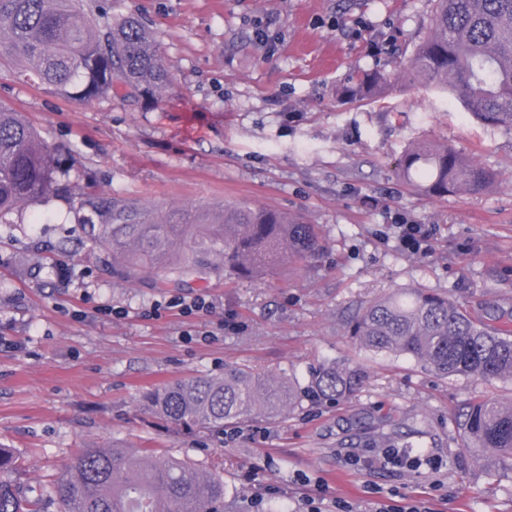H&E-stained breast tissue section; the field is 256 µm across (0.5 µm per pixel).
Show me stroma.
I'll use <instances>...</instances> for the list:
<instances>
[{"label":"stroma","instance_id":"stroma-1","mask_svg":"<svg viewBox=\"0 0 512 512\" xmlns=\"http://www.w3.org/2000/svg\"><path fill=\"white\" fill-rule=\"evenodd\" d=\"M431 0H112L153 29L171 83L151 107L77 102L0 62V101L72 148L65 194L0 218V447L16 482L44 493L83 448L148 450L224 478L226 512H512V464L462 447L456 419L512 382L442 378L407 356L360 347L348 323L403 288L450 299L512 336V131L413 81ZM388 78L377 97L342 90ZM436 140L495 173L482 193L423 195L397 175L408 147ZM214 217L268 207L316 226L321 248L254 279L217 270L161 284L112 269L80 208L85 192ZM419 224L418 250L398 227ZM208 310H188L196 298ZM359 368V392L223 432L169 423L147 395L230 367L308 383L331 363ZM412 446L436 469L364 468Z\"/></svg>","mask_w":512,"mask_h":512}]
</instances>
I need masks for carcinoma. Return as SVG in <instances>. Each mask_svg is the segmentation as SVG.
<instances>
[{"label": "carcinoma", "instance_id": "carcinoma-1", "mask_svg": "<svg viewBox=\"0 0 512 512\" xmlns=\"http://www.w3.org/2000/svg\"><path fill=\"white\" fill-rule=\"evenodd\" d=\"M25 77L76 101L110 97L118 87L140 101L159 99L169 73L151 28L141 19L112 18L96 0H0V56ZM414 79L460 99L486 125L512 129V0H434L429 34L409 64ZM386 78L362 73L346 89L354 97L381 90ZM57 145L0 102V217L61 194L74 166ZM406 178L432 196L475 193L493 172L445 144L421 141L398 161ZM81 208L100 222L97 241L112 252V269L128 280L149 267L182 279L223 266L241 279L266 274L290 258L319 250L313 225L270 208L226 209L219 220L141 207L91 193ZM349 333L361 347L408 355L458 381L511 380L512 336H502L450 298L416 289L359 309ZM358 370L332 365L302 387L271 382L243 368L224 377L195 376L149 397L172 424L220 433L244 412L282 415L304 400L336 401L361 385ZM464 446L512 459V400L475 399L458 423ZM17 458L0 448V512H42L12 475ZM57 512H224V479L184 461L133 456L121 448H83L51 483Z\"/></svg>", "mask_w": 512, "mask_h": 512}]
</instances>
